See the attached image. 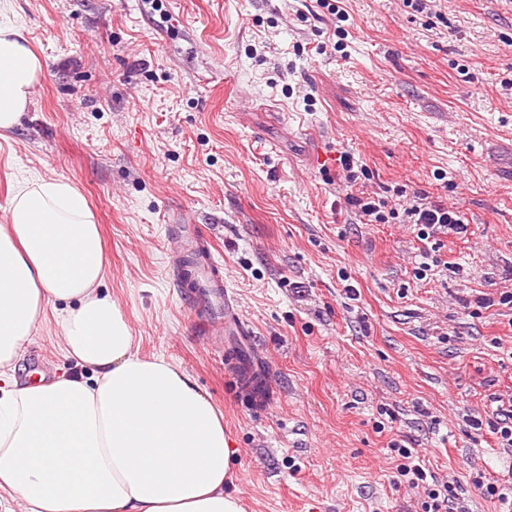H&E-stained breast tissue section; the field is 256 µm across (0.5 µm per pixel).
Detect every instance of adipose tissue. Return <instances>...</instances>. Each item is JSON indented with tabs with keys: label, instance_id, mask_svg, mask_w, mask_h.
I'll return each mask as SVG.
<instances>
[{
	"label": "adipose tissue",
	"instance_id": "1",
	"mask_svg": "<svg viewBox=\"0 0 512 512\" xmlns=\"http://www.w3.org/2000/svg\"><path fill=\"white\" fill-rule=\"evenodd\" d=\"M42 76L22 29L0 23L1 131L20 125ZM107 274L73 184L17 187L0 224V512H245L223 414L181 366L140 353ZM51 318L68 369L20 381Z\"/></svg>",
	"mask_w": 512,
	"mask_h": 512
}]
</instances>
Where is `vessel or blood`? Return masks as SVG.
Returning <instances> with one entry per match:
<instances>
[{"label":"vessel or blood","mask_w":512,"mask_h":512,"mask_svg":"<svg viewBox=\"0 0 512 512\" xmlns=\"http://www.w3.org/2000/svg\"><path fill=\"white\" fill-rule=\"evenodd\" d=\"M175 265L192 260L193 295L207 300L213 309L206 330L212 336L245 335V318L238 301L224 279L222 268L214 259L209 243L196 230L185 224L172 255Z\"/></svg>","instance_id":"b4317fda"}]
</instances>
